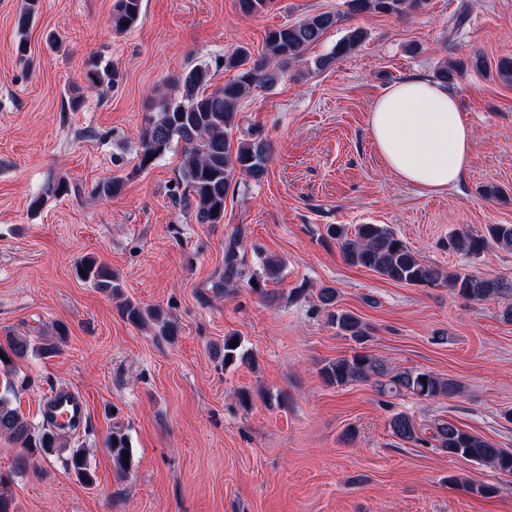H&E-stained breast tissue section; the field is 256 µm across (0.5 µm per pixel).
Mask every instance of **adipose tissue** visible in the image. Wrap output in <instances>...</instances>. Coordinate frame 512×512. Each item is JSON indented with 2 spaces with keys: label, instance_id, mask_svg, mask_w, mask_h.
<instances>
[{
  "label": "adipose tissue",
  "instance_id": "obj_1",
  "mask_svg": "<svg viewBox=\"0 0 512 512\" xmlns=\"http://www.w3.org/2000/svg\"><path fill=\"white\" fill-rule=\"evenodd\" d=\"M369 131L387 168L420 191L448 189L470 166L473 140L457 101L425 76H408L378 96Z\"/></svg>",
  "mask_w": 512,
  "mask_h": 512
}]
</instances>
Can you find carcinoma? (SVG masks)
<instances>
[{"mask_svg": "<svg viewBox=\"0 0 512 512\" xmlns=\"http://www.w3.org/2000/svg\"><path fill=\"white\" fill-rule=\"evenodd\" d=\"M143 0H115L108 25L113 31L125 32L138 23L142 14ZM349 11L400 15L409 8H418L426 0H347ZM40 0H26L16 18L19 39L14 46L16 54L23 58L28 47L25 34L39 10ZM341 17L332 12L307 15L298 21L270 30L265 38V50L259 56L251 55L245 47H239L224 55V69L234 76L223 86L209 90L212 79L206 66H196L177 77L175 96L162 95L154 100L140 131L141 152L139 168L151 167L170 148L173 142L183 146L184 162L182 178L186 183L185 205L193 209L199 224L224 222V200L237 175H247L259 182L267 174L269 159L267 143L258 137L243 140L234 135L240 125L238 106L254 88L271 89L281 78L289 62H298L306 51L320 41L323 35L336 26ZM364 29L355 27L340 39L333 49L314 60L318 70H325L347 56L366 39ZM87 80L94 88L113 89L122 81L120 71L112 64L93 59L88 63ZM327 236L336 242L344 261L357 267L372 270L384 279L416 286L435 287L448 282L455 297L467 304L497 301L502 304L500 318L512 323V279L504 276H485L464 269L443 272L439 267L423 262L418 254L386 224H357L349 228L344 224H330ZM448 252L467 259L479 257L491 248L512 251V224H488L482 232L456 229L448 233L443 242ZM281 262L273 257L262 258V272L251 270L240 256L238 242L229 245L224 253V281L232 283L244 280L248 285L277 279ZM77 277L100 291L112 293L116 288L112 271L103 262L86 256L75 265ZM319 299L327 310L328 322L337 334L358 344L370 337V327L354 313L336 308L337 291L324 287ZM121 315L130 324L143 328L153 322L157 335L172 340L179 333L177 323L157 309L144 308L129 300L121 305ZM55 339L44 336L32 338L11 330L0 336V372H15L16 362L36 351L44 357L60 352L59 340L66 336L64 326H55ZM238 339L234 334L224 336V365L237 360L249 359L250 353L242 348L230 347ZM320 375L329 386L343 387L353 382L374 381L376 392L382 397L410 396L417 400L435 401L455 398L462 392V384L451 378H443L433 372L395 370L380 358L364 351L343 355L326 362ZM393 437L413 446L431 447L461 457L478 465L490 466L504 477H512V450L476 435L447 419H417L400 410L388 421ZM0 436L19 445L15 470L22 473L31 461L59 446L58 435L49 422L37 431L6 400L0 398ZM114 468L124 473L129 465L124 453L131 452L127 437L114 432L108 440ZM71 474L86 486L96 483L84 449L75 448L67 459ZM448 482L462 487L466 492L488 497L497 487L461 481L455 477Z\"/></svg>", "mask_w": 512, "mask_h": 512, "instance_id": "1", "label": "carcinoma"}]
</instances>
